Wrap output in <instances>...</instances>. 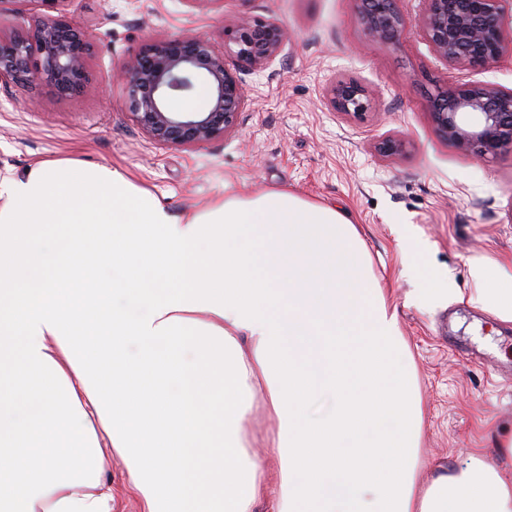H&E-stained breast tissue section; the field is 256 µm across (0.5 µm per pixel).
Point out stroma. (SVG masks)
<instances>
[{"label": "stroma", "instance_id": "stroma-1", "mask_svg": "<svg viewBox=\"0 0 512 512\" xmlns=\"http://www.w3.org/2000/svg\"><path fill=\"white\" fill-rule=\"evenodd\" d=\"M409 21L396 45H367L357 0H68L69 16L98 51L90 91L62 98L0 88V179L45 159L108 165L148 188L169 211L205 207L239 190H285L335 207L358 228L375 283L395 306L404 354L422 398L419 454L458 468L489 449L494 425L512 421V323L465 302L420 306L409 296L423 266L468 294L470 263L512 258V153L460 154L436 129L429 96L448 83L512 88V53L491 67H452L414 22L425 0H397ZM272 18L288 43L270 67L235 57L245 104L225 138L194 147L151 142L132 122L112 67L148 41L185 32L220 35L241 16ZM374 90L357 120L333 111L332 79ZM405 138L407 152L382 157L377 144Z\"/></svg>", "mask_w": 512, "mask_h": 512}]
</instances>
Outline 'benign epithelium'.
<instances>
[{"label": "benign epithelium", "instance_id": "obj_1", "mask_svg": "<svg viewBox=\"0 0 512 512\" xmlns=\"http://www.w3.org/2000/svg\"><path fill=\"white\" fill-rule=\"evenodd\" d=\"M46 13L28 33L0 30V86L35 89L51 86L69 97L87 89L94 52L91 34L61 9L66 0H36ZM416 25L435 53L451 65L486 66L512 50V30L504 17L512 0H426ZM367 38L392 45L407 27L396 0H358ZM224 41L238 61L263 70L278 56L288 35L273 19L244 17ZM112 79L125 91L134 125L160 145L196 147L224 138L238 123L245 95L242 79L227 65L225 53L204 33H185L146 44L113 70ZM208 88L204 111L176 112L171 95L196 86ZM373 90L355 78L335 80L329 103L340 113L360 118L370 109ZM431 117L439 132L459 152L490 158L512 152V88L490 83L450 85L430 99ZM479 122H470V115ZM408 141L386 137L377 147L384 157L403 153Z\"/></svg>", "mask_w": 512, "mask_h": 512}]
</instances>
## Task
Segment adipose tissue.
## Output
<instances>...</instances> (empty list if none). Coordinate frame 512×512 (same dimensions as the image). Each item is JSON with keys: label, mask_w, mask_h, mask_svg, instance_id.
<instances>
[{"label": "adipose tissue", "mask_w": 512, "mask_h": 512, "mask_svg": "<svg viewBox=\"0 0 512 512\" xmlns=\"http://www.w3.org/2000/svg\"><path fill=\"white\" fill-rule=\"evenodd\" d=\"M470 277L468 302L512 322V263ZM401 348L335 207L274 191L175 215L70 160L0 180V512H112L109 450L142 512H512V425L493 454L426 468ZM259 402L274 474L249 452ZM93 415L110 448L84 438Z\"/></svg>", "instance_id": "obj_1"}]
</instances>
